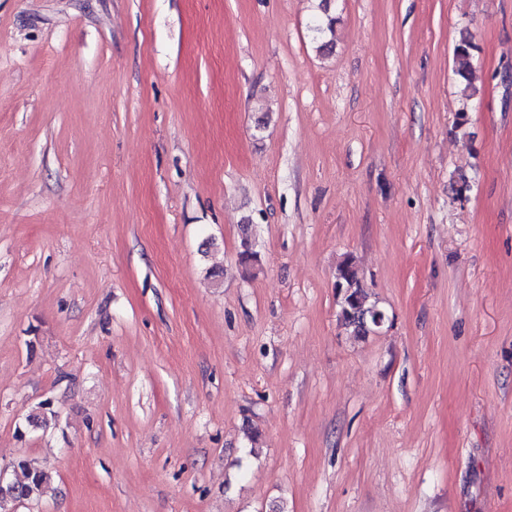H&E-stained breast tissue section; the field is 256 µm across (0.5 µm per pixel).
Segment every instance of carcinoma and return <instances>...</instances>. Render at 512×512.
<instances>
[{
    "label": "carcinoma",
    "mask_w": 512,
    "mask_h": 512,
    "mask_svg": "<svg viewBox=\"0 0 512 512\" xmlns=\"http://www.w3.org/2000/svg\"><path fill=\"white\" fill-rule=\"evenodd\" d=\"M472 48L471 39L464 36L455 49L457 73L463 79L461 94L466 98L471 97L476 79V71L471 62ZM239 263L247 271L259 263L258 255L246 237L241 241ZM335 287L341 327L355 336H365L373 331L377 319L384 316V313L374 305H367V296L353 259L347 258L337 267ZM9 478L18 496L26 501L40 497L50 483V475L45 470L27 461L16 463Z\"/></svg>",
    "instance_id": "1"
}]
</instances>
